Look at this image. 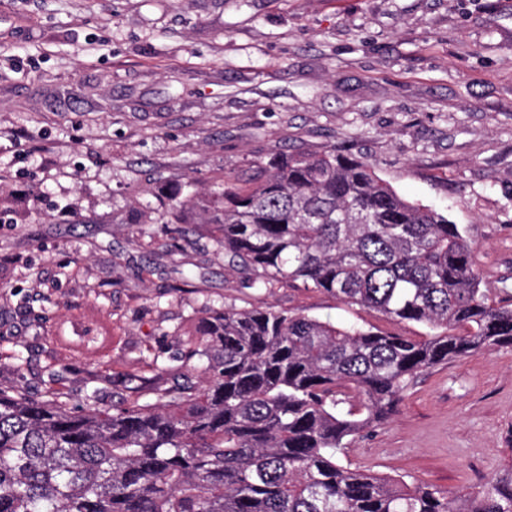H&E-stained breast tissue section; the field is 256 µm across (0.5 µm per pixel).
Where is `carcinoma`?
I'll list each match as a JSON object with an SVG mask.
<instances>
[{
  "label": "carcinoma",
  "mask_w": 512,
  "mask_h": 512,
  "mask_svg": "<svg viewBox=\"0 0 512 512\" xmlns=\"http://www.w3.org/2000/svg\"><path fill=\"white\" fill-rule=\"evenodd\" d=\"M164 207L196 208L251 288L299 281L430 333L230 305L190 332L201 382L149 402L79 413L51 384L0 388V512H512V474L450 496L338 461L423 372L512 348V306L481 287L459 225L332 148L274 153Z\"/></svg>",
  "instance_id": "cac0c4a2"
}]
</instances>
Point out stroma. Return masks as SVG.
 <instances>
[{
    "label": "stroma",
    "instance_id": "stroma-1",
    "mask_svg": "<svg viewBox=\"0 0 512 512\" xmlns=\"http://www.w3.org/2000/svg\"><path fill=\"white\" fill-rule=\"evenodd\" d=\"M329 147L446 210L512 302V0H0V387L107 407L197 380L189 333L227 305L426 335L244 287L195 210L159 206ZM339 461L451 495L511 472L512 349L430 369Z\"/></svg>",
    "mask_w": 512,
    "mask_h": 512
}]
</instances>
